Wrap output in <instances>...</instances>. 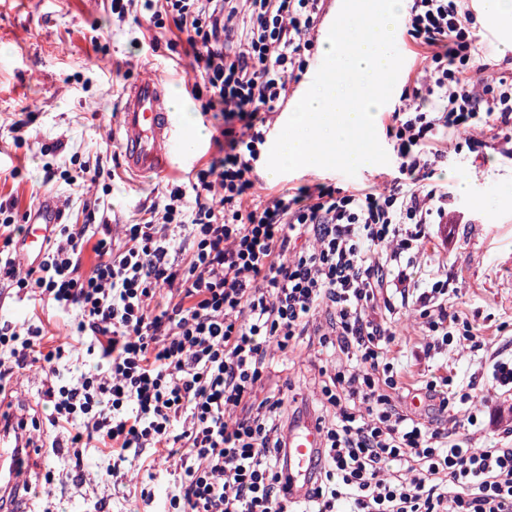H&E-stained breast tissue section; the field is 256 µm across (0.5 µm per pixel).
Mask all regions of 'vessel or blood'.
<instances>
[{
	"label": "vessel or blood",
	"mask_w": 512,
	"mask_h": 512,
	"mask_svg": "<svg viewBox=\"0 0 512 512\" xmlns=\"http://www.w3.org/2000/svg\"><path fill=\"white\" fill-rule=\"evenodd\" d=\"M116 131L123 163L132 175H161L177 161L182 154L181 131L162 77L142 78L127 88ZM62 217L57 199L50 194L42 196L24 214V230L16 242L18 260L23 266H35ZM19 420L17 412L6 411L0 405V506L5 512H31L29 495L22 493L14 479L12 448L20 435ZM321 446L322 436L312 418H301L289 427V498L296 500L305 495Z\"/></svg>",
	"instance_id": "obj_1"
}]
</instances>
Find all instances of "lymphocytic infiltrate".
<instances>
[{
  "instance_id": "f902f5d3",
  "label": "lymphocytic infiltrate",
  "mask_w": 512,
  "mask_h": 512,
  "mask_svg": "<svg viewBox=\"0 0 512 512\" xmlns=\"http://www.w3.org/2000/svg\"><path fill=\"white\" fill-rule=\"evenodd\" d=\"M137 5L192 47L188 92L223 112L224 155L195 170L194 200L173 186L121 239L104 216L57 225L25 271L0 250V282L73 314L71 334L95 361L66 377L65 350L44 348L43 326L0 322V393L21 370L51 374L44 397L52 425L71 433L75 478L88 448L109 457L97 469L107 482L145 449L167 453L181 474L166 512H512V445L477 447L476 379L436 370L408 381L390 327L413 309L425 352L485 351L493 381L512 388V356L486 351L453 311L448 280L416 265L430 224L448 215L447 194L420 188L418 176L444 158L448 135L487 130L512 146V83L483 78L464 0L407 5L426 64L389 115L392 188L318 183L259 200L250 192L268 117L308 70L324 0H112V11ZM308 336L323 358V446L297 503L285 464L291 404L265 382L272 352ZM414 392L423 413L403 408Z\"/></svg>"
}]
</instances>
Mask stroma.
<instances>
[{
  "mask_svg": "<svg viewBox=\"0 0 512 512\" xmlns=\"http://www.w3.org/2000/svg\"><path fill=\"white\" fill-rule=\"evenodd\" d=\"M466 5L475 18L487 76L512 81V50L502 48L504 40L512 41V29L485 18L479 0H467ZM191 63L185 39L150 26L136 10L117 18L111 0H0V202L13 203L19 218L42 194L50 193L67 224L88 223L93 214L133 224L150 206L163 205L171 187L188 185L193 170L220 157L224 144L223 116L202 113L200 101L187 97V85L194 78ZM151 72L162 75L171 96L187 98L192 119L181 124L185 139L194 138L198 130L205 137L170 173L136 178L123 169L112 130L127 85ZM18 122L23 129L17 134L12 126ZM448 142L446 157L421 171L419 178L426 188L447 193L449 209L462 213L464 220L448 228L432 225L421 260L447 273L455 290L454 311L477 326L492 346L503 347L512 342V156L495 148L485 134L475 142L453 136ZM76 161L99 170L98 183L83 178L70 182L45 172V163L68 169ZM266 165V159H259L255 170L254 192L262 197L316 183L344 189L382 185L396 175L388 163L362 167L352 177L318 167L270 180L264 175ZM463 180L470 185L466 195L458 189ZM0 318L18 325L42 323L48 347L69 339L70 315L33 303L4 284ZM393 330V347L404 352L410 375L431 365L445 366L448 375L459 380L480 375L477 393L484 398L489 442L512 429V412L490 392L477 358L453 347L434 358L423 357L422 330L409 314L396 315ZM316 356V346L305 345L274 360V381L292 385L301 415L320 411ZM44 382V373L23 371L11 382L6 400L38 416L43 441L60 445L46 462L56 478L35 498V512H97L102 504L108 512H161L173 477L168 462L154 459L152 453L133 462L130 480L110 484L100 481L95 471L96 465L106 463V456L88 448L84 480L67 477L69 435L48 421L51 406L42 399ZM144 489L150 490L151 500L142 499Z\"/></svg>",
  "mask_w": 512,
  "mask_h": 512,
  "instance_id": "obj_1",
  "label": "stroma"
}]
</instances>
